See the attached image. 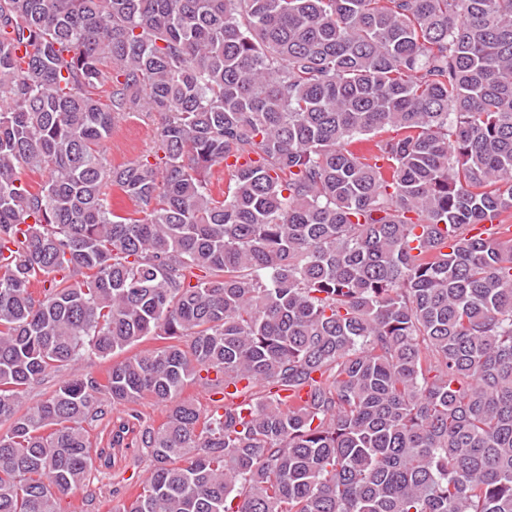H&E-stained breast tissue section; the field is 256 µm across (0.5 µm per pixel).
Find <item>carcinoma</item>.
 I'll return each mask as SVG.
<instances>
[{
	"instance_id": "cac0c4a2",
	"label": "carcinoma",
	"mask_w": 512,
	"mask_h": 512,
	"mask_svg": "<svg viewBox=\"0 0 512 512\" xmlns=\"http://www.w3.org/2000/svg\"><path fill=\"white\" fill-rule=\"evenodd\" d=\"M0 422V512H512V0H0ZM157 120H142L132 117L123 123L106 144V156L112 165H122L136 159L147 150H151L156 142ZM109 364L110 362L108 361H102L94 357L85 358L72 363L66 369H63L58 373H52L48 375L43 380L35 383L27 390L25 394V406L40 399L41 397L50 394L64 379L85 376L87 374H93L99 378L103 377L105 369ZM130 407L136 409L144 425L159 426L169 409L164 403H159L151 397H145ZM142 448L132 446L118 452L112 469L105 474L97 471L95 461L85 485L72 493L60 495L59 512H118L116 507L128 504L139 491L142 479L147 475L149 461Z\"/></svg>"
}]
</instances>
